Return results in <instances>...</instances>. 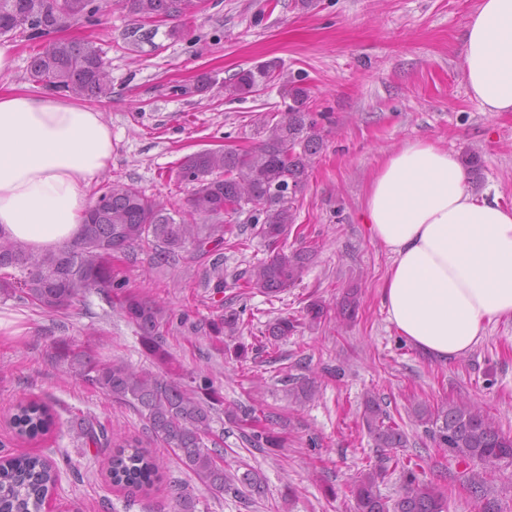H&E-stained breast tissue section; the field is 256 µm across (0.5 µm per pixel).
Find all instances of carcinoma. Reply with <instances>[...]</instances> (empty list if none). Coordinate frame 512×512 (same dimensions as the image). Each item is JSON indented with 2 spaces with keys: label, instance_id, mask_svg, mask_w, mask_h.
<instances>
[{
  "label": "carcinoma",
  "instance_id": "carcinoma-1",
  "mask_svg": "<svg viewBox=\"0 0 512 512\" xmlns=\"http://www.w3.org/2000/svg\"><path fill=\"white\" fill-rule=\"evenodd\" d=\"M129 13L143 21L177 19L193 7V0L172 7L173 0H118ZM100 6L95 0H0V34L28 29L34 35L57 29L68 19L82 16L91 23ZM276 72L267 63L237 74L225 86L232 96L246 95ZM28 76L49 90L71 91L88 98L111 93L103 51L91 40L58 41L30 58ZM285 110L263 120L265 139L249 149L202 150L180 163L176 178L191 185L187 205L169 210L145 196L133 184L109 185L87 213L77 239L58 250L36 251L0 232V295L15 298L46 314H57L96 293L135 325L145 352L158 364L168 360L161 344L170 317L159 305L133 292L112 271V258L135 248L149 250L152 258L167 261L177 253L192 250L211 256L208 281L224 287V256L220 252L232 225L226 214L245 210L254 213L258 235L271 247L269 255L250 270L246 284L275 297L299 284L316 255L313 245L286 252L276 244L296 224L298 196L303 192L313 160L323 144L319 113L312 110L308 88L287 86ZM203 216L207 224L194 223ZM359 300L353 292L336 305V319H354ZM327 316L318 300L305 306V317H278L266 325L262 335L276 342L307 326L312 328ZM241 311L229 308L224 315L193 327L205 335L233 336L239 331ZM50 359L64 373L95 387L106 398L138 412L147 429L167 447L180 453L182 465L211 492L231 490L240 482L255 495L264 483L255 470L237 476L224 469L220 450L224 432L214 424L224 414L223 400L213 380L204 378L196 386L170 372L135 367L124 360H100L86 350L61 344ZM289 396L301 403L315 393L311 377H288ZM433 446L465 465V482L480 500L482 512H496L486 495L487 477L501 462H512V435L505 433L483 407L467 400L441 407L418 403L413 409ZM363 419L375 447L385 451L374 467L355 480V512H447L448 495L437 485L418 478L398 457L406 447L404 431L381 401L370 395L364 403ZM15 436L31 441L53 431V406L38 396L19 399L9 415ZM73 436L85 447L110 448L107 476L114 486L147 490L159 479V463L138 440H121L112 426L92 415L70 421ZM251 447L276 448L278 437L265 430L245 436ZM403 481L397 498L379 491V484L394 471ZM59 481L55 464L44 455L23 453L0 461V512H43Z\"/></svg>",
  "mask_w": 512,
  "mask_h": 512
}]
</instances>
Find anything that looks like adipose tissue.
<instances>
[{
	"instance_id": "adipose-tissue-1",
	"label": "adipose tissue",
	"mask_w": 512,
	"mask_h": 512,
	"mask_svg": "<svg viewBox=\"0 0 512 512\" xmlns=\"http://www.w3.org/2000/svg\"><path fill=\"white\" fill-rule=\"evenodd\" d=\"M462 73L486 112H512V0H477ZM112 161L101 108L39 91H0V231L38 249L76 239L88 187ZM365 215L391 255L382 305L398 334L437 361L467 355L512 319V207L475 194L456 155L415 140L386 153Z\"/></svg>"
}]
</instances>
